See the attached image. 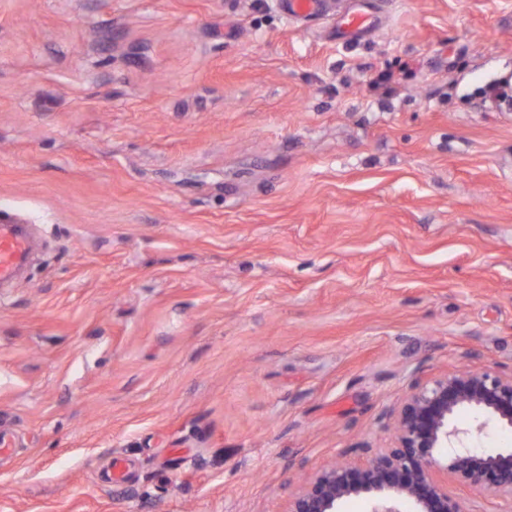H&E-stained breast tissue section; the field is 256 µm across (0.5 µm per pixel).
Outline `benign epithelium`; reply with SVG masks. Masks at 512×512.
Segmentation results:
<instances>
[{
	"label": "benign epithelium",
	"instance_id": "1",
	"mask_svg": "<svg viewBox=\"0 0 512 512\" xmlns=\"http://www.w3.org/2000/svg\"><path fill=\"white\" fill-rule=\"evenodd\" d=\"M462 409L481 417L475 428L456 425ZM491 423L512 427V374L460 369L419 384L395 412L394 446L364 449L362 466L325 468L289 497L287 512H339L343 500L361 494L371 496L370 512H463L437 477L442 469L512 501V448L484 454L467 446ZM442 448L450 455L446 466Z\"/></svg>",
	"mask_w": 512,
	"mask_h": 512
}]
</instances>
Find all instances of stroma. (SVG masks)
Masks as SVG:
<instances>
[{"instance_id":"obj_1","label":"stroma","mask_w":512,"mask_h":512,"mask_svg":"<svg viewBox=\"0 0 512 512\" xmlns=\"http://www.w3.org/2000/svg\"><path fill=\"white\" fill-rule=\"evenodd\" d=\"M385 9L0 0V512H286L415 384L512 372V0ZM327 0H286L285 5L290 17L310 20L319 15ZM381 4L377 0H336V39L346 41L371 32L378 22ZM31 250L28 233L13 222L0 224V282L16 278Z\"/></svg>"}]
</instances>
